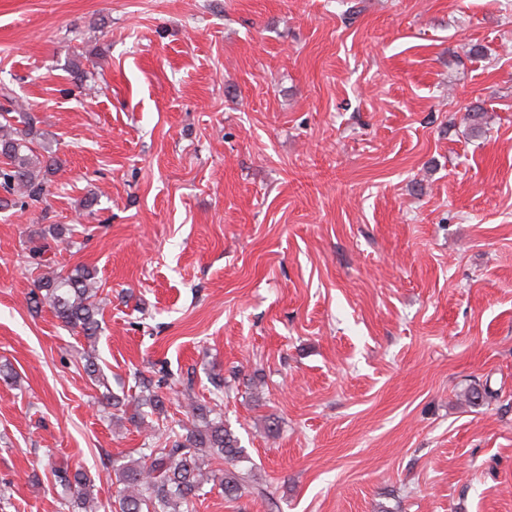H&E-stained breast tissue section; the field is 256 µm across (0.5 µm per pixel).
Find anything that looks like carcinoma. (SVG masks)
Returning a JSON list of instances; mask_svg holds the SVG:
<instances>
[{
	"mask_svg": "<svg viewBox=\"0 0 512 512\" xmlns=\"http://www.w3.org/2000/svg\"><path fill=\"white\" fill-rule=\"evenodd\" d=\"M0 118L3 119L0 123V189L7 193L6 197H0V208L10 206L24 210L43 201L44 174L51 171L59 159L47 158L38 151L23 105L1 113ZM29 303L33 310L49 306L64 325L82 333L90 347L83 368L92 381L103 384L93 351L103 310L95 274L78 268L66 275L38 277ZM164 385V375L155 382L140 381L138 410L130 417L134 425L144 428L149 425L148 416L165 414ZM185 395L201 424L183 427V432L172 433L159 445L140 452L137 458L112 459V484L116 485L113 501L105 505L98 501L94 481L86 471L51 465V474L62 489L65 510L193 512L196 501L206 495L207 485L219 486L224 497L230 500L252 492L275 507L255 468L240 467L249 457L238 437L224 425L222 416L210 417L212 410L193 401L190 390H185Z\"/></svg>",
	"mask_w": 512,
	"mask_h": 512,
	"instance_id": "obj_1",
	"label": "carcinoma"
}]
</instances>
